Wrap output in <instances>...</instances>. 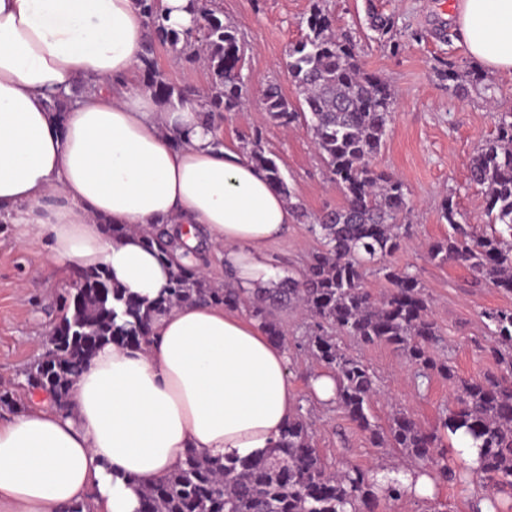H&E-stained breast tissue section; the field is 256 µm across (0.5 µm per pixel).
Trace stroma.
<instances>
[{"instance_id": "obj_1", "label": "stroma", "mask_w": 512, "mask_h": 512, "mask_svg": "<svg viewBox=\"0 0 512 512\" xmlns=\"http://www.w3.org/2000/svg\"><path fill=\"white\" fill-rule=\"evenodd\" d=\"M249 45L244 68L250 107L224 115V145L237 149L244 136L261 129L267 149L278 157L281 173L297 199L312 212L341 205L340 190L327 177L324 163L306 129L287 130L272 124L261 105V90L279 83L288 99L295 88L285 68L290 42L303 33L312 5L332 17L339 35L356 46L366 71L386 77L394 91L395 110L385 145L375 157L376 168L388 171L405 186L413 204L406 218L410 236L392 257L394 265L415 273L431 300V311L443 334L437 350L448 358L455 379L440 375L418 380L406 357L385 344L365 345L343 336L340 346L358 355L378 379L379 394L371 405L378 424H387L404 410L427 429L438 427L442 411L451 405L458 379L498 371L482 314L512 308V293L477 284L471 272L456 263L431 261L427 247L443 239L448 224L441 205L453 198L477 232H488L485 201L470 184L468 170L477 148L495 132L496 115L512 111V77L486 75L496 90V104L477 90L458 96L448 87V65L466 72L475 62L452 19L456 0H215ZM392 18L390 35L380 36L370 25L371 13ZM318 241L301 223L267 248L279 269L302 270ZM48 235L17 242L15 227L0 222V392H12L16 403L0 404V416L23 411L32 393L26 373L49 348V330L62 316L68 290L51 288L45 258ZM319 364L297 348L288 350V372L297 401L308 410L317 448L324 460L340 467L379 468L401 464L397 449L377 448L368 435L336 405H322L308 393V379ZM478 483L460 487L439 484L430 497L380 500L374 512H469Z\"/></svg>"}]
</instances>
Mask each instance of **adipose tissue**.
I'll use <instances>...</instances> for the list:
<instances>
[{
    "label": "adipose tissue",
    "mask_w": 512,
    "mask_h": 512,
    "mask_svg": "<svg viewBox=\"0 0 512 512\" xmlns=\"http://www.w3.org/2000/svg\"><path fill=\"white\" fill-rule=\"evenodd\" d=\"M454 22L473 59L512 75V0H458ZM147 35L137 0H0V220L21 240L48 235L59 277L102 269L141 300L169 285L171 264L142 242L162 224L220 249L234 287H266V247L295 214L241 153L212 147L200 97L167 105L140 88ZM54 93L71 98L59 118ZM296 406L288 354L258 322L172 307L147 346H100L67 408L45 396L0 420V512H138L187 449L263 456Z\"/></svg>",
    "instance_id": "ef3b65f1"
}]
</instances>
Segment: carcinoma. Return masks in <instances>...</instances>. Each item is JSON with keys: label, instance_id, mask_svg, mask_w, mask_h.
I'll return each mask as SVG.
<instances>
[{"label": "carcinoma", "instance_id": "carcinoma-1", "mask_svg": "<svg viewBox=\"0 0 512 512\" xmlns=\"http://www.w3.org/2000/svg\"><path fill=\"white\" fill-rule=\"evenodd\" d=\"M196 29L177 31L162 21L158 0H139L152 29L144 48V85L166 102L183 101L188 87L169 81L159 69L155 52L161 46L190 65L205 58L208 77L205 119L215 124L226 112H241L249 101L242 74L245 44L235 25L224 20L213 0H196ZM288 78L298 98L293 103L270 83L262 93L269 120L282 127L306 126L331 182L343 203L318 213L294 203L293 190L282 177L276 155L266 149L262 131L242 140L240 152L260 170L296 210L297 217L319 240L306 268L288 274L273 287L245 294L240 288H216L192 265L175 266L165 296L153 302L128 298L104 270L85 273V285L105 288L102 300L92 296L72 309L52 328V348L30 367L27 384L48 393L67 407L72 379L92 356L84 344H130L129 338L150 329L153 318L174 306L210 301L244 310L265 335L282 344L285 333L270 318L273 306H301L308 322L297 346L336 377V403L376 448H396L420 469H432L444 483L464 476L483 480L485 493L470 501L472 512H502V497L512 498V308L483 313L490 349L499 375L459 379L456 406L442 416L438 430L427 431L408 412H397L386 426L371 421L369 407L377 392L375 377L358 357L341 348L337 337L353 336L361 343H386L402 351L417 377L436 373L455 378L448 359L435 354L442 331L417 276L395 266L390 257L406 234L402 218L411 210L403 183L378 170L380 152L394 112L390 84L362 67L355 45L337 34L329 14L317 4L305 19V33L288 46ZM470 182L485 197L490 224L504 229L476 234L453 198L444 200L442 218L448 236L429 245L430 258L440 264L465 266L476 281L512 293V112L497 116L496 134L477 150L470 163ZM163 260L173 258L178 243L161 229L146 235ZM382 275L393 289L379 299L366 291L368 268ZM462 435L479 450L478 465L452 469L445 462L443 440ZM405 495L396 481L383 486L377 472L326 464L313 442L312 423L297 407L276 448L256 459L207 456L196 450L168 477L148 486L142 508L151 512H359L374 510L379 498Z\"/></svg>", "mask_w": 512, "mask_h": 512}]
</instances>
